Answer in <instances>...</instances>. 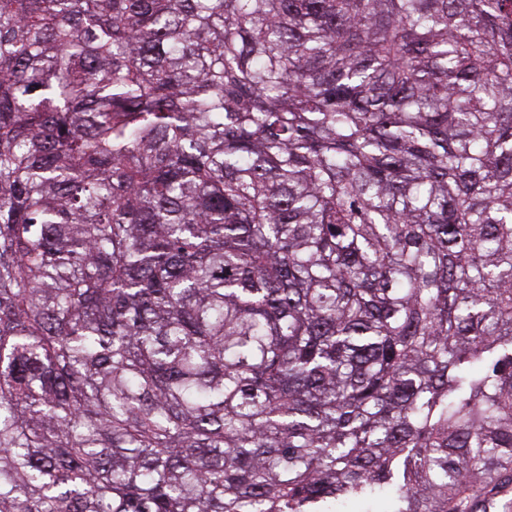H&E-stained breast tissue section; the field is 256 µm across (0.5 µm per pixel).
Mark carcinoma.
I'll return each mask as SVG.
<instances>
[{
    "label": "carcinoma",
    "instance_id": "cac0c4a2",
    "mask_svg": "<svg viewBox=\"0 0 512 512\" xmlns=\"http://www.w3.org/2000/svg\"><path fill=\"white\" fill-rule=\"evenodd\" d=\"M509 485L512 0H0V512Z\"/></svg>",
    "mask_w": 512,
    "mask_h": 512
}]
</instances>
